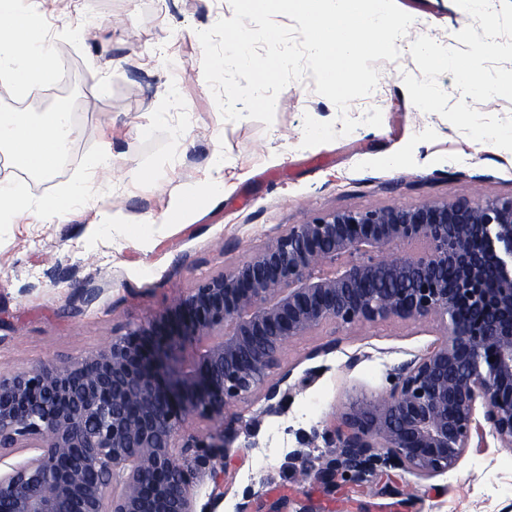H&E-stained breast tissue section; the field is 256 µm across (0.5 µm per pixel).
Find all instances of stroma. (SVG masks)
<instances>
[{
	"mask_svg": "<svg viewBox=\"0 0 512 512\" xmlns=\"http://www.w3.org/2000/svg\"><path fill=\"white\" fill-rule=\"evenodd\" d=\"M396 3L414 22L398 59L376 61L377 86L352 101L348 113L361 124L346 134L310 75L279 93L272 125L222 118L197 33L232 17L229 0H29L53 61L69 59L65 101L78 106L72 119L82 134L67 163L44 177L0 151V181L23 183L37 199L84 192L68 213L0 224V373L75 358L148 322L175 295L308 217L511 195L512 150L475 143L474 131L512 128V95L461 98L457 67L477 61L490 81L512 73V0ZM421 43L429 54L417 52ZM459 104L470 124L456 122ZM374 108L378 127L362 122ZM308 116L333 122L338 138L303 147ZM107 143L108 166L89 172L87 159ZM217 153L220 173L210 166ZM219 175L215 202L178 210ZM88 288L97 291L89 301ZM435 340L431 323L386 320L331 325L290 344L272 371L290 373L284 412L262 415L259 394L233 408L235 476L215 512H238L247 495L256 506L283 500L287 512H512V448L490 436L431 479L393 470L333 491L296 479L297 455L328 452L324 421L383 393L393 369Z\"/></svg>",
	"mask_w": 512,
	"mask_h": 512,
	"instance_id": "35a3bbf8",
	"label": "stroma"
}]
</instances>
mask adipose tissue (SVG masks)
<instances>
[{"label": "adipose tissue", "instance_id": "ef3b65f1", "mask_svg": "<svg viewBox=\"0 0 512 512\" xmlns=\"http://www.w3.org/2000/svg\"><path fill=\"white\" fill-rule=\"evenodd\" d=\"M2 10L8 11L11 19L0 23V73H8L20 89L34 82H52L55 71L50 64L51 52L39 37L40 15L24 7L22 0H0ZM22 55L27 58L23 64L18 61ZM75 132L64 104L50 112L0 113V151L8 150L18 167L28 173H50L66 154ZM80 194V189L74 188L36 207L20 186L0 181V224L15 223L36 208L46 213H66Z\"/></svg>", "mask_w": 512, "mask_h": 512}]
</instances>
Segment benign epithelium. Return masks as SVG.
<instances>
[{
    "instance_id": "obj_1",
    "label": "benign epithelium",
    "mask_w": 512,
    "mask_h": 512,
    "mask_svg": "<svg viewBox=\"0 0 512 512\" xmlns=\"http://www.w3.org/2000/svg\"><path fill=\"white\" fill-rule=\"evenodd\" d=\"M386 319L428 320L438 341L326 420L334 451L297 472L334 490L379 465L432 478L488 433L512 448V195L338 210L288 225L147 327L1 373L0 464L33 455L4 463L0 512H197L192 459L213 507L239 423L224 409L260 392L263 414L281 413L290 371L270 373L290 343Z\"/></svg>"
}]
</instances>
